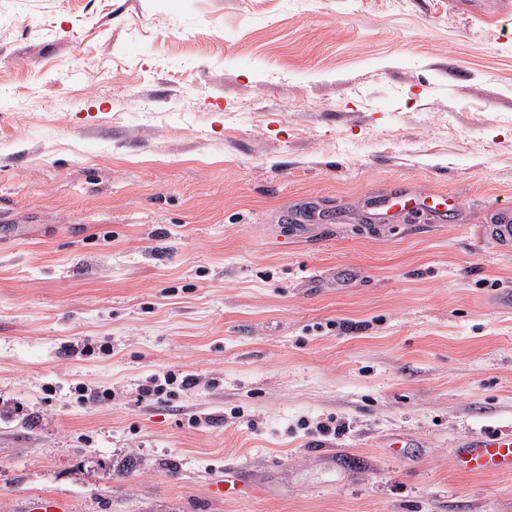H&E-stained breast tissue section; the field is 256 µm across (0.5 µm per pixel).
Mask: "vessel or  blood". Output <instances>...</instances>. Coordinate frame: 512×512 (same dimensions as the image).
<instances>
[{"label":"vessel or blood","mask_w":512,"mask_h":512,"mask_svg":"<svg viewBox=\"0 0 512 512\" xmlns=\"http://www.w3.org/2000/svg\"><path fill=\"white\" fill-rule=\"evenodd\" d=\"M457 465L474 474L512 473V433L489 432L466 439Z\"/></svg>","instance_id":"1"}]
</instances>
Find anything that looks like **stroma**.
<instances>
[{
  "instance_id": "obj_1",
  "label": "stroma",
  "mask_w": 512,
  "mask_h": 512,
  "mask_svg": "<svg viewBox=\"0 0 512 512\" xmlns=\"http://www.w3.org/2000/svg\"><path fill=\"white\" fill-rule=\"evenodd\" d=\"M511 203L512 0H0V512H512ZM199 383V379L194 375L178 376L174 372H169L164 375L163 380L159 377H151L147 380V384L143 385L140 389V395L144 400L160 401L164 399V395L171 396V391H167L168 386L175 384L183 389L195 388ZM458 468L474 474L512 473V433H483L464 441Z\"/></svg>"
}]
</instances>
